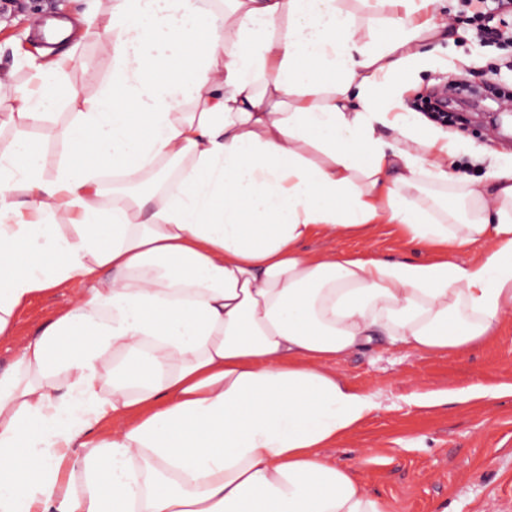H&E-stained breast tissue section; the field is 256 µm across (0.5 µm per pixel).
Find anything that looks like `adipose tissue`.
Listing matches in <instances>:
<instances>
[{
	"label": "adipose tissue",
	"mask_w": 512,
	"mask_h": 512,
	"mask_svg": "<svg viewBox=\"0 0 512 512\" xmlns=\"http://www.w3.org/2000/svg\"><path fill=\"white\" fill-rule=\"evenodd\" d=\"M99 2L112 76L58 132L57 172L26 135L0 150V335L84 283L0 372V512H393L321 454L381 407L337 363L475 346L512 314V162L469 177L386 103L447 39L440 0H377L374 25L344 0H225L220 26L197 0ZM56 76L20 91L21 123ZM106 175L163 188L103 205ZM381 224L428 257L305 248Z\"/></svg>",
	"instance_id": "ef3b65f1"
}]
</instances>
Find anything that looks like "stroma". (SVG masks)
<instances>
[{
    "mask_svg": "<svg viewBox=\"0 0 512 512\" xmlns=\"http://www.w3.org/2000/svg\"><path fill=\"white\" fill-rule=\"evenodd\" d=\"M450 38L436 50V60L423 67L402 94L407 109L448 80L447 63H455L467 84L485 81L512 89V51L480 43L476 23L463 12L460 0H446ZM70 20L69 40L48 48L35 18ZM72 61L61 71L52 107V121H72L81 104L96 97L112 75L107 34L97 0H0V76L12 87L0 94V149L17 131L40 140L46 174L59 166L62 146L45 139L47 125L17 127L9 115L20 103L14 87L37 88L34 67L48 65L64 53ZM459 150L456 165L471 177L484 176L486 163L473 152L483 148L501 161L512 160V145L495 140L485 124L447 127ZM310 250L324 253L374 254L393 259H421L426 252L407 247L397 229L383 225L369 236L318 237ZM79 283L38 294L16 311L10 335L0 336V371L15 359L19 347L36 336L68 308ZM336 370L351 385L380 395L383 405L354 434L323 449L328 461L355 467L365 488L390 500L396 512H512V396L462 401L454 394L473 386L512 385V315L483 345L421 354L405 348H360L337 363ZM451 392L452 398L433 408L411 406L412 396Z\"/></svg>",
    "mask_w": 512,
    "mask_h": 512,
    "instance_id": "stroma-1",
    "label": "stroma"
}]
</instances>
